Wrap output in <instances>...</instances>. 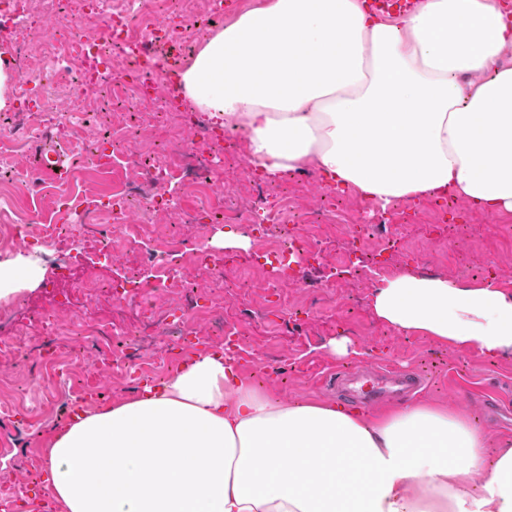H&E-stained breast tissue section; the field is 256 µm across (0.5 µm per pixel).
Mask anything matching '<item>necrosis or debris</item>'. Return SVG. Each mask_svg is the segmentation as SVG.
Here are the masks:
<instances>
[{
    "instance_id": "4bbe7bcc",
    "label": "necrosis or debris",
    "mask_w": 512,
    "mask_h": 512,
    "mask_svg": "<svg viewBox=\"0 0 512 512\" xmlns=\"http://www.w3.org/2000/svg\"><path fill=\"white\" fill-rule=\"evenodd\" d=\"M63 25L52 36L34 37L31 0H0V37L7 38L15 52L37 57L39 72L20 79L14 105L0 113V227L8 240L49 275L41 286L49 295V304L40 310L41 327L47 340L61 343L63 337H83L92 342L113 340L122 328L97 317L94 310L85 315L71 312L70 294L63 288L70 279L72 266L86 247L111 255L115 235H122L131 246L141 245L143 266L155 274L152 283L157 293L183 287L180 270L183 263L212 277L222 275L224 264L214 257L204 237L214 228L240 220L225 210L223 167L237 152L233 134L217 129L199 113L171 106L168 96L176 81L166 66L169 55H193L199 41L224 23L219 0H206L203 8L192 9L191 0H49ZM178 20L192 14L196 25L192 32L174 33L172 39L152 36L153 18L158 11ZM111 19V40L100 34L77 33L75 20ZM110 90L122 105L124 129L148 126L160 133L159 138L137 148L130 163L138 171L136 179L114 189L111 195L90 200L73 199L59 191L56 199L61 218L54 224H33L21 217L11 182L5 181L12 171L17 147L34 142L41 131L54 127L61 136L78 133L82 147L74 157L76 165L101 164L103 157L118 161L115 135L97 132L88 112L69 109L53 111L51 101L59 88L70 96L84 95L86 83ZM284 202L259 197L242 218L256 244L254 264L264 269L280 260L279 277L294 280L287 266L293 255L319 259V251L297 224L286 227L285 243L268 247L272 228L281 223ZM146 218L182 212L195 224L201 237L195 241L169 238L161 242L146 240V226L129 221L131 210ZM80 287L90 302L100 296L123 302L137 298L142 287L140 276L126 275L112 280L88 273ZM211 293L190 291L187 304L164 315L163 331L181 341L194 332L201 314L212 312Z\"/></svg>"
}]
</instances>
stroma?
I'll list each match as a JSON object with an SVG mask.
<instances>
[{
    "instance_id": "35a3bbf8",
    "label": "stroma",
    "mask_w": 512,
    "mask_h": 512,
    "mask_svg": "<svg viewBox=\"0 0 512 512\" xmlns=\"http://www.w3.org/2000/svg\"><path fill=\"white\" fill-rule=\"evenodd\" d=\"M266 191L296 197L313 222L311 240L322 257V267L314 275L316 285L307 290L286 284L280 289L281 301L289 308L313 305L311 318L295 325H276L268 304L271 276L254 268L253 252L225 251L224 274L214 283L192 267L182 271L186 281L205 290L215 289L224 322L237 328L238 348L248 357L242 365L244 373L262 389L290 401L314 397L333 402L336 391L324 386L323 380L338 367L381 361L399 369L419 370L428 379L419 400L477 419L491 442L487 456L495 458L499 440L512 438V425L494 424L485 414L483 401L494 395L512 405V354L487 358L476 350L458 349L429 336L398 333L373 309L374 284L383 279V272L372 271L373 282L366 286L336 279V268L348 252V225L366 207L358 196H336V208L346 223L345 228L336 229L320 221L326 187L303 183L297 174L290 173L267 183ZM433 204V199L425 197L410 202L405 214L396 216L404 231L394 239L390 273L418 277L450 274L455 281L476 284L480 281L479 268L491 259L497 265V285L512 292V213L472 209L469 236L454 242L449 240L447 229L437 228ZM427 254L431 262L421 263V256ZM37 275V280L23 288V300L14 307L16 320L27 327L29 347L15 362L0 366V403L14 404L20 410L37 385L34 361L42 343L38 319L45 304L37 281L47 272L41 268ZM333 338L348 339V356L335 357L327 351L326 345ZM63 410L62 402L45 403L27 430L21 451L41 453L44 438L60 431Z\"/></svg>"
}]
</instances>
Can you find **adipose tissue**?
I'll use <instances>...</instances> for the list:
<instances>
[{
    "label": "adipose tissue",
    "mask_w": 512,
    "mask_h": 512,
    "mask_svg": "<svg viewBox=\"0 0 512 512\" xmlns=\"http://www.w3.org/2000/svg\"><path fill=\"white\" fill-rule=\"evenodd\" d=\"M510 47L498 0L382 20L361 0H260L177 86L268 180L310 166L382 208L449 193L512 212ZM373 308L399 333L512 353V293L491 281L395 276ZM488 445L444 407L291 403L209 353L52 434L45 490L56 512H512V440L492 462Z\"/></svg>",
    "instance_id": "obj_1"
}]
</instances>
